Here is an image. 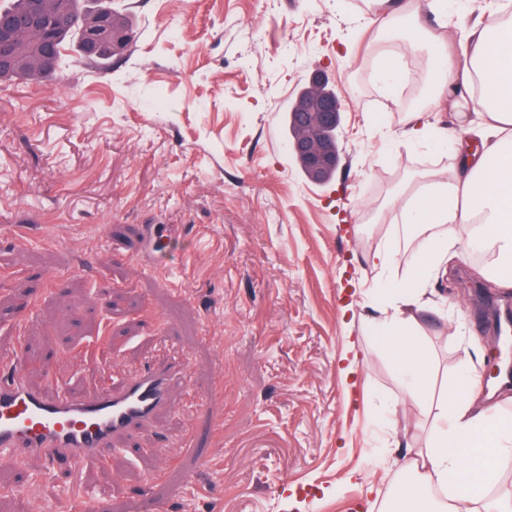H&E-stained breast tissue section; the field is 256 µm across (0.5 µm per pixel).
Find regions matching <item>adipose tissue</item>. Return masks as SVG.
<instances>
[{"instance_id": "1", "label": "adipose tissue", "mask_w": 512, "mask_h": 512, "mask_svg": "<svg viewBox=\"0 0 512 512\" xmlns=\"http://www.w3.org/2000/svg\"><path fill=\"white\" fill-rule=\"evenodd\" d=\"M437 49L442 58L434 71L433 100L453 108L463 123L471 107H480L481 131L491 144L479 153L459 148L453 176L409 194L402 220L420 230L421 273L435 270L448 254L447 242L433 241L431 230L464 225L470 242H484L492 251L491 279L512 288V22L484 16L463 49L443 43ZM460 52L470 56V65L457 63ZM421 299L416 288L394 291L380 341L408 378L410 399L422 405L432 393L431 357L408 316ZM434 422L431 445L410 463L415 480L398 488L391 512H472L474 486H489L497 477L493 458L512 457V424L483 405L471 373L458 379ZM433 485L442 489V500L422 496V488Z\"/></svg>"}]
</instances>
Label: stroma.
Here are the masks:
<instances>
[{
    "label": "stroma",
    "mask_w": 512,
    "mask_h": 512,
    "mask_svg": "<svg viewBox=\"0 0 512 512\" xmlns=\"http://www.w3.org/2000/svg\"><path fill=\"white\" fill-rule=\"evenodd\" d=\"M188 2L121 0L136 39L109 68L68 55L50 79L0 84V360L73 395L181 365L154 422L79 479L38 458L0 470V512H72L78 489L112 512H386L432 417L378 339L377 290L414 277L406 197L448 178L458 139L482 142L446 106L429 111L437 143L407 138L378 62L386 20L355 0ZM393 2L456 41L497 6ZM316 78L342 106L323 185L285 122ZM450 232L455 272L423 281L412 323L439 400L465 356L487 373L493 310L512 303L468 286L481 267ZM191 431L196 454L178 445Z\"/></svg>",
    "instance_id": "stroma-1"
}]
</instances>
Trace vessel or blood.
<instances>
[{
    "label": "vessel or blood",
    "mask_w": 512,
    "mask_h": 512,
    "mask_svg": "<svg viewBox=\"0 0 512 512\" xmlns=\"http://www.w3.org/2000/svg\"><path fill=\"white\" fill-rule=\"evenodd\" d=\"M176 366L159 363L119 390L84 397L48 394L31 384L20 358L0 365V463L23 465L38 456L78 472L115 437L151 422L165 405Z\"/></svg>",
    "instance_id": "1"
}]
</instances>
